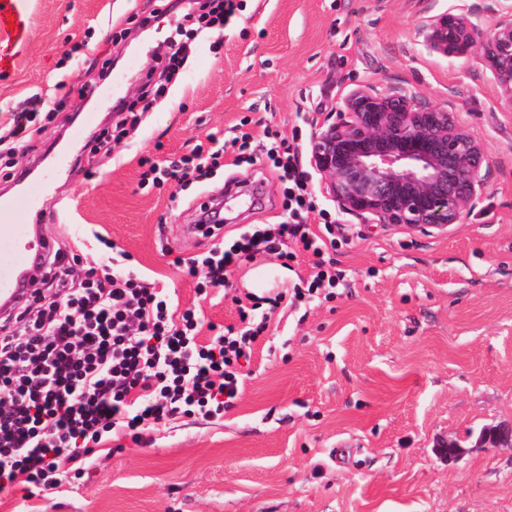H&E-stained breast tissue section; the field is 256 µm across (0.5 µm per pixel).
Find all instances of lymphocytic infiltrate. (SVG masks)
<instances>
[{
	"label": "lymphocytic infiltrate",
	"instance_id": "obj_1",
	"mask_svg": "<svg viewBox=\"0 0 512 512\" xmlns=\"http://www.w3.org/2000/svg\"><path fill=\"white\" fill-rule=\"evenodd\" d=\"M238 8L237 0H201L186 13L167 43L168 74L179 73L184 52L199 33L223 27ZM42 102L35 94L10 110L0 159L28 149ZM253 141L251 132L242 131L229 144H199L163 166L142 158L140 184L180 188L206 179L223 168L226 150L242 155ZM262 151L286 180L285 221L246 226L229 240L222 238L221 225L197 222L196 233L211 240V247L176 258L175 265L195 279L196 292L203 295L224 286L231 268L255 253L291 259L287 245L295 239L317 257L315 272L290 293L251 299L239 312L240 327L216 329L202 345L198 311L179 308L167 288L106 267L72 278L81 254L54 248L45 257L50 274L41 282L51 303L36 311L22 305L11 314L14 328L0 327L1 491L25 485L56 489L66 471L84 475L86 457L105 440L136 443L145 426L176 415L222 414L238 400L245 363L281 303L334 297L343 275L320 258L337 247L341 226L327 212L318 231L304 224L315 203L297 145L272 137Z\"/></svg>",
	"mask_w": 512,
	"mask_h": 512
}]
</instances>
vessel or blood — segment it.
Masks as SVG:
<instances>
[{
	"label": "vessel or blood",
	"instance_id": "vessel-or-blood-1",
	"mask_svg": "<svg viewBox=\"0 0 512 512\" xmlns=\"http://www.w3.org/2000/svg\"><path fill=\"white\" fill-rule=\"evenodd\" d=\"M27 26V0H0V72L11 65L12 47L24 41ZM35 206L34 200L22 196L0 200V303L17 302L31 256L52 248L48 238L31 235L29 225L17 219Z\"/></svg>",
	"mask_w": 512,
	"mask_h": 512
}]
</instances>
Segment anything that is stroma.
I'll use <instances>...</instances> for the list:
<instances>
[{
	"label": "stroma",
	"mask_w": 512,
	"mask_h": 512,
	"mask_svg": "<svg viewBox=\"0 0 512 512\" xmlns=\"http://www.w3.org/2000/svg\"><path fill=\"white\" fill-rule=\"evenodd\" d=\"M28 43L0 74V135L8 111L41 94L50 112L31 146L10 161L0 193L44 207L70 201L64 223H40L55 244L87 259L102 239L130 254L127 270L199 304L205 322L239 323L237 298L266 269L276 288L309 278L315 258L286 262L259 252L228 288L199 299L175 258L206 251L192 230L201 204L231 194L225 236L283 219L282 182L263 161L239 163L180 193L140 189V158L165 160L239 126L296 138L301 149L327 113L361 85L461 113L484 144L490 175L469 215L446 230L364 224L339 213L316 170L320 210L343 224L345 244L327 257L345 274L333 300L274 316L254 349L235 407L218 417L182 416L150 428L123 451L104 441L88 477L25 498L0 492V512H512V447L483 448L487 427L512 423V105L481 55L445 57L422 27L443 13L489 29L512 0H243L223 32L201 35L168 85L111 156L92 153L93 131L115 125L113 102L90 98L93 126L75 135L74 89L120 79L139 100L155 48L187 0H29ZM152 16L149 30L140 21ZM83 171L47 177L52 155ZM459 444L449 455V444Z\"/></svg>",
	"instance_id": "35a3bbf8"
}]
</instances>
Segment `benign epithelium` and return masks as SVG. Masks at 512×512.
Instances as JSON below:
<instances>
[{
	"mask_svg": "<svg viewBox=\"0 0 512 512\" xmlns=\"http://www.w3.org/2000/svg\"><path fill=\"white\" fill-rule=\"evenodd\" d=\"M424 31L427 46L445 57L483 56L512 103V18L485 30L464 14L444 13ZM309 161L342 213L421 230L461 223L489 170L484 145L456 113L367 86L316 126ZM478 444L511 447L512 424L483 430Z\"/></svg>",
	"mask_w": 512,
	"mask_h": 512,
	"instance_id": "7a95c632",
	"label": "benign epithelium"
}]
</instances>
